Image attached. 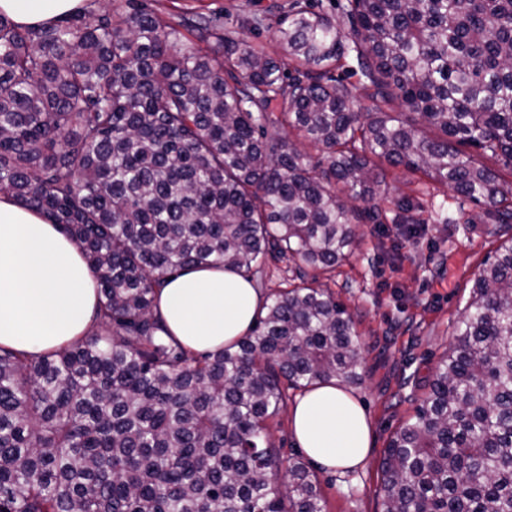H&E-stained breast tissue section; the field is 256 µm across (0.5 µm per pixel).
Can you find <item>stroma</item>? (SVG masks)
<instances>
[{"mask_svg": "<svg viewBox=\"0 0 512 512\" xmlns=\"http://www.w3.org/2000/svg\"><path fill=\"white\" fill-rule=\"evenodd\" d=\"M289 0H153L174 22L187 11L217 13L231 25L265 15L245 38L280 57L275 40L279 13L271 4ZM393 191L379 206L391 222L381 237L375 225L358 227L361 246L350 260L321 273L319 281L357 315L365 344L360 385L350 393L371 426V453L362 469L349 472L312 464L327 512H381L380 460L395 428L411 418L443 353L454 343V326L469 298L481 262L500 245L486 225L475 222L479 205L422 174L387 168ZM410 199L424 221L417 242L405 241L394 224L397 203Z\"/></svg>", "mask_w": 512, "mask_h": 512, "instance_id": "stroma-1", "label": "stroma"}]
</instances>
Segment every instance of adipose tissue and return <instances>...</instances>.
Listing matches in <instances>:
<instances>
[{"instance_id":"1","label":"adipose tissue","mask_w":512,"mask_h":512,"mask_svg":"<svg viewBox=\"0 0 512 512\" xmlns=\"http://www.w3.org/2000/svg\"><path fill=\"white\" fill-rule=\"evenodd\" d=\"M84 0H0V14L37 25L82 9ZM157 312L186 347L213 350L244 336L265 295L242 274L195 267L156 291ZM96 282L80 250L43 215L0 195V346L40 355L85 336L96 319ZM290 423L306 454L342 472L363 467L370 425L336 382L309 386Z\"/></svg>"}]
</instances>
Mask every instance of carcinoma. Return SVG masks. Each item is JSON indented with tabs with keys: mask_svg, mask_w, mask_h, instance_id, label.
Here are the masks:
<instances>
[{
	"mask_svg": "<svg viewBox=\"0 0 512 512\" xmlns=\"http://www.w3.org/2000/svg\"><path fill=\"white\" fill-rule=\"evenodd\" d=\"M335 9L291 0L279 59L221 15L172 23L145 0L34 26L0 15V194L80 249L101 328L37 358L0 346V512H326L268 421L287 387L362 381L358 322L318 272L384 223L383 165L512 230V184L486 164L512 167V0ZM346 56L357 112L334 74ZM282 260L300 284L224 347L191 350L153 310L187 267L251 279ZM455 336L385 448L382 512H512V242L484 261Z\"/></svg>",
	"mask_w": 512,
	"mask_h": 512,
	"instance_id": "carcinoma-1",
	"label": "carcinoma"
}]
</instances>
